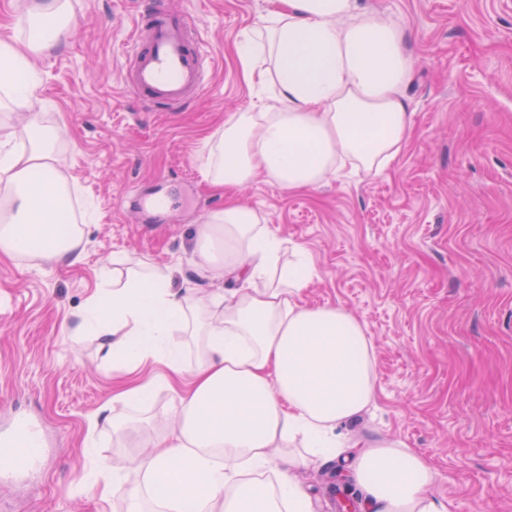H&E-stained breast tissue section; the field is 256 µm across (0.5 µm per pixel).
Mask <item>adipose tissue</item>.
Masks as SVG:
<instances>
[{
	"instance_id": "adipose-tissue-1",
	"label": "adipose tissue",
	"mask_w": 512,
	"mask_h": 512,
	"mask_svg": "<svg viewBox=\"0 0 512 512\" xmlns=\"http://www.w3.org/2000/svg\"><path fill=\"white\" fill-rule=\"evenodd\" d=\"M23 41L0 39V93L21 116L28 147L0 157V252L59 262L81 251L57 129L25 120L39 100L30 58L49 55L69 25V0H29ZM250 106L206 143L202 174L224 206L200 225L195 252L223 261L242 285L209 297L202 316L166 273L140 266L95 292L75 336L94 331L113 364L165 359L189 374L180 420L144 463L132 504L149 496L159 512H314L295 472L311 460L346 458L361 512H447L431 463L380 436L346 443L339 427L374 405L373 344L341 305L305 298L314 266L262 224L238 192L258 179L288 191L319 186L351 165L385 174L406 146L413 114L405 89L415 60L404 28L365 0H273L236 46ZM204 338L194 367L179 335ZM223 449L224 460L212 459Z\"/></svg>"
}]
</instances>
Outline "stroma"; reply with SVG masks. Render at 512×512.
<instances>
[{
    "label": "stroma",
    "instance_id": "1",
    "mask_svg": "<svg viewBox=\"0 0 512 512\" xmlns=\"http://www.w3.org/2000/svg\"><path fill=\"white\" fill-rule=\"evenodd\" d=\"M60 48L33 57V117L56 144L81 213L77 261L0 254V426L38 418L40 469L0 484V512H127L155 442L177 425L172 373L151 360L126 374L148 405L123 398L94 336H74L88 297L111 287L112 261L167 271L207 299L240 282L194 252L195 231L224 205L200 168L207 139L250 104L235 46L268 0H171L197 13L209 83L179 111L124 89L123 44L142 0H71ZM408 28L417 61L406 90L410 140L387 175L329 178L291 193L263 179L242 196L314 261L305 293L366 325L376 406L351 440L387 435L425 456L449 512H512V0H367ZM169 214L137 223L136 194ZM98 425H91L92 416ZM340 461L301 468L317 512H336Z\"/></svg>",
    "mask_w": 512,
    "mask_h": 512
}]
</instances>
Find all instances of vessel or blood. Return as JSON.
Returning a JSON list of instances; mask_svg holds the SVG:
<instances>
[{
	"instance_id": "b4317fda",
	"label": "vessel or blood",
	"mask_w": 512,
	"mask_h": 512,
	"mask_svg": "<svg viewBox=\"0 0 512 512\" xmlns=\"http://www.w3.org/2000/svg\"><path fill=\"white\" fill-rule=\"evenodd\" d=\"M186 18L166 0H148L135 19L125 47L123 82L145 103L175 110L200 95L207 83L208 58ZM43 447L40 424L31 417H15L0 429V482L38 469Z\"/></svg>"
}]
</instances>
